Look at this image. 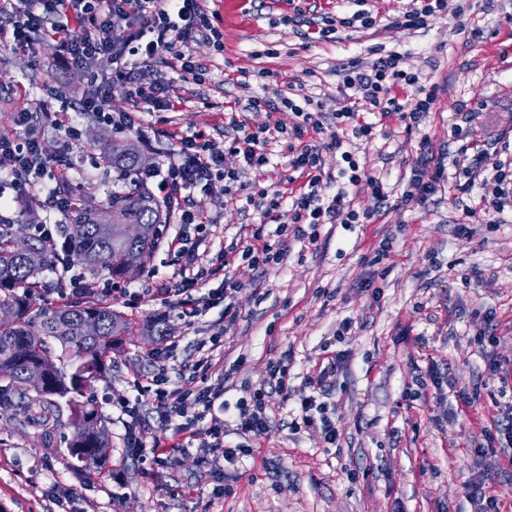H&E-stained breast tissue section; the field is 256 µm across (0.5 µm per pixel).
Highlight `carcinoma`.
<instances>
[{
  "mask_svg": "<svg viewBox=\"0 0 512 512\" xmlns=\"http://www.w3.org/2000/svg\"><path fill=\"white\" fill-rule=\"evenodd\" d=\"M96 164L116 173L122 188L100 203L82 199L66 212L70 224L83 226L77 237L66 236L70 256L86 269L108 270L123 279L130 274L127 255L136 250L148 257L157 245L160 226L167 223L169 209L148 184L135 179L140 170L136 151L126 142L107 143L99 148ZM123 224H145L147 233L137 241L127 240ZM54 245L29 236V247H15L13 222L0 221V308L8 307L14 321L0 323V410L21 424L40 430L44 448L57 451L56 431L74 428L68 441L71 459L91 471L109 463L98 449L109 447L107 418L91 401H81L86 389L101 380L108 354L115 342L128 335L130 323L102 301H66L37 306L33 296L45 287L40 276L53 268ZM94 320L96 337L86 338L81 326ZM37 367L50 376L42 394L25 388L26 373Z\"/></svg>",
  "mask_w": 512,
  "mask_h": 512,
  "instance_id": "carcinoma-1",
  "label": "carcinoma"
}]
</instances>
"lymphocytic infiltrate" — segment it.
<instances>
[{
	"instance_id": "obj_1",
	"label": "lymphocytic infiltrate",
	"mask_w": 512,
	"mask_h": 512,
	"mask_svg": "<svg viewBox=\"0 0 512 512\" xmlns=\"http://www.w3.org/2000/svg\"><path fill=\"white\" fill-rule=\"evenodd\" d=\"M352 11L323 18L316 32L319 40L340 41L343 33L368 30L376 20L366 10V0H352ZM450 13L460 18L462 4L448 0H409L397 18V23L418 31L427 29L436 13ZM212 39L216 46L224 44V29L218 16L201 8L199 0H0V38L15 48L30 50L41 40L54 41L59 53L70 59L86 76V85L79 100L81 111L94 113L100 121L115 132L136 131L144 147H152L158 135L150 121L151 115L173 111L183 102L178 85L159 76L157 69L167 66L178 71L183 82L202 83L207 69L191 54L190 44L197 37ZM107 56L112 60L110 76H100L93 68L95 60ZM402 56L392 51L379 57L371 68H363L360 61L347 62L338 72L337 91L343 97L342 106L334 112L337 130L351 131L353 136L372 139L389 138V130L379 129L377 123L366 121L365 113L381 118L398 117L400 122L419 125L424 115L438 100L437 86L422 84L415 74L401 69ZM154 71L155 79L144 81L145 71ZM121 88L131 101L130 111L115 114L108 104L114 88ZM247 107L253 111L288 112L292 123L276 121L274 126L253 130L241 120H231L234 132L231 140L219 145L199 141L197 136L178 138L166 164L140 171V180H159L164 200L174 206L176 219L182 231L172 244L185 259V270L180 280L164 285L162 295L175 297L185 315H195L200 300H219L224 304V316L235 320L238 312L233 298L245 279L253 278L264 266L283 261L285 245H271L265 238L263 224L273 220L280 208H287L292 224L310 228L309 241H317V228L322 224H356L370 221L371 213H358L353 208L352 191L370 192L376 210L389 206V195L376 177L361 179L359 163L351 151L345 150L341 139H334L340 148L341 167L336 175V193L325 200L320 175L321 162L317 145L307 143L308 133L321 134L322 102L304 92L268 95L256 93L248 98ZM62 128L66 135L75 136L71 120L60 115L41 114L25 107L15 112L13 122L21 134L12 140H0V208L11 201L31 195L48 173L68 169L66 160L47 153L41 133L43 121ZM288 135L286 148L293 171L305 175L299 190L287 193L276 189H261L247 202L263 217L262 224L251 231L249 242L241 251L234 278L225 280L223 287L209 288V268L200 266L199 250L206 238L203 230L208 222L204 213L177 204L181 192L214 179L234 183L236 174L224 166L225 153H232L251 169L259 170L269 162L267 147L273 134ZM486 153L476 149L473 154L456 161L460 179L448 183L443 159L433 154L429 141L420 144V166L415 169L404 192L406 203L423 205L439 193H447L448 202L462 212L458 233H468L465 222L471 214L466 199L474 187H493L492 197L484 199L485 211L491 224L503 222L506 208H512V164L503 162L489 168ZM344 354L338 353L319 364L313 375L305 380L306 395L291 421L294 431L316 430L324 444L338 446L340 432L328 415L326 395L335 387L338 376L346 369ZM170 367L158 362L144 393L150 394L153 406L164 426L175 434L189 431L187 418L192 410L203 409L210 414L209 434L213 447L223 449L224 460L236 463L243 455L240 447L224 444L226 430L262 437L270 430L271 420L263 393L240 398L236 403L223 399L222 385L171 392L166 388Z\"/></svg>"
}]
</instances>
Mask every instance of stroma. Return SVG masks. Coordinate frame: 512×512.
<instances>
[{"label":"stroma","instance_id":"1","mask_svg":"<svg viewBox=\"0 0 512 512\" xmlns=\"http://www.w3.org/2000/svg\"><path fill=\"white\" fill-rule=\"evenodd\" d=\"M469 4L465 31L440 13L428 30L412 32L394 23L399 0H368L375 28L334 43L304 37L287 23L288 0H203L207 12L224 19V48L192 42L191 53L208 68L206 81L185 84L186 103L164 113L160 135L144 152L146 168L163 160L172 134L199 132L220 142L232 132L230 119L254 129L271 124L269 113L244 108L248 93L261 92L271 71L280 82H302L329 114L336 107L340 66L356 58L369 67L379 50H396L406 70L440 86L437 108L410 130L398 119L388 120L389 139L352 140L362 174L379 177L388 191L390 211L348 230L321 225L314 244L289 239L283 262L265 266L256 284L236 294L234 322L225 321L223 305L201 307L189 318L158 295V284L183 267L170 246L180 232L175 222L164 225L157 247L139 271L122 280L121 290H103L107 271L74 266V273L95 283L85 299L110 303L132 324L130 335L113 349L104 378L86 393L109 421L112 468L90 473L73 466L63 453L71 427L57 433L58 450L50 454L38 429L0 416V512H471L463 483L479 473L490 493H512V454L484 436L506 402L486 363L494 355L512 357V216L494 228L476 210L468 220L470 233L461 235L448 202L412 207L401 201L422 138L456 151L448 134L460 120L457 103L467 102L472 110L469 145L503 160L500 143L512 144V0ZM82 82L54 43H38L31 53L0 46V139L18 133L12 112L50 99L53 110H67L82 139L72 141L48 125L45 148L70 158L67 177L74 190L98 202L121 184L115 172L93 165L94 146L114 134L94 114L78 111ZM269 150L270 162L259 173L225 155V168L238 172L236 204H225L220 180L191 191L189 208L210 220L207 263L237 254L249 225L259 223L258 212L246 203L257 186L285 184V147L274 141ZM387 236L393 239L382 261L388 272L371 276L368 260ZM130 290L141 294L139 303L129 302ZM346 318L353 329L338 335ZM490 319L498 325L493 344L481 339ZM168 339L177 342L181 363L196 360L199 342L217 340L212 376L223 379L231 402L260 387L272 362L288 359L287 392L266 397L268 435L224 438L229 446L255 445V455L231 465L221 451L206 449V418L193 421L194 445L175 453L171 463L156 464L126 446L120 411L112 406L119 397L138 408L145 444L163 435L150 396L135 383L149 374ZM337 353L345 355L347 370L327 404L341 440L327 448L319 437L292 432L288 422L304 377ZM431 366L442 385L418 389L417 377ZM463 392L476 394L473 407L462 408Z\"/></svg>","mask_w":512,"mask_h":512}]
</instances>
